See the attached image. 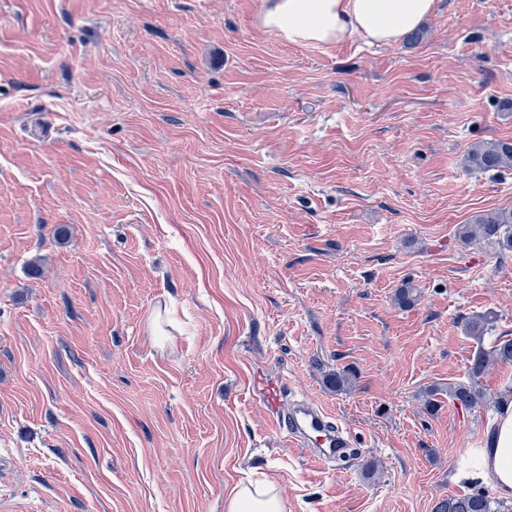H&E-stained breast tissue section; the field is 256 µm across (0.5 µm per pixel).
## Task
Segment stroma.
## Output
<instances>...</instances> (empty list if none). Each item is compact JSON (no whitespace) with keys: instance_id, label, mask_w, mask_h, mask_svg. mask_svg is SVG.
Masks as SVG:
<instances>
[{"instance_id":"1","label":"stroma","mask_w":512,"mask_h":512,"mask_svg":"<svg viewBox=\"0 0 512 512\" xmlns=\"http://www.w3.org/2000/svg\"><path fill=\"white\" fill-rule=\"evenodd\" d=\"M264 0H0V512H433L481 406L448 396L512 251L460 225L512 208V0H437L419 42L298 46ZM414 291L413 304L397 299ZM350 368L351 389L327 373ZM265 376L353 435L316 466ZM465 159L468 166L481 171L512 167V141L474 143L469 147ZM226 512H283L284 506L271 484L238 486L228 495Z\"/></svg>"}]
</instances>
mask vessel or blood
<instances>
[{"mask_svg":"<svg viewBox=\"0 0 512 512\" xmlns=\"http://www.w3.org/2000/svg\"><path fill=\"white\" fill-rule=\"evenodd\" d=\"M255 397L263 405L270 427L278 433H287L299 447L315 448L314 459L327 465L340 458L353 442L346 429L332 423L327 411L316 403L302 401L285 408L284 385L255 380Z\"/></svg>","mask_w":512,"mask_h":512,"instance_id":"vessel-or-blood-1","label":"vessel or blood"}]
</instances>
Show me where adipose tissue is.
Wrapping results in <instances>:
<instances>
[{
  "mask_svg": "<svg viewBox=\"0 0 512 512\" xmlns=\"http://www.w3.org/2000/svg\"><path fill=\"white\" fill-rule=\"evenodd\" d=\"M435 0H266L262 24L294 44L338 43L355 34L369 44L390 45L418 27ZM466 479L487 483L501 497L512 498V394L503 393L486 445L471 451ZM226 512H284L270 484L239 486L228 495Z\"/></svg>",
  "mask_w": 512,
  "mask_h": 512,
  "instance_id": "1",
  "label": "adipose tissue"
}]
</instances>
